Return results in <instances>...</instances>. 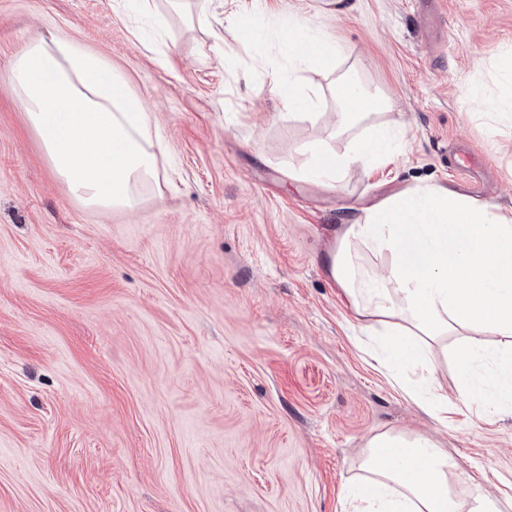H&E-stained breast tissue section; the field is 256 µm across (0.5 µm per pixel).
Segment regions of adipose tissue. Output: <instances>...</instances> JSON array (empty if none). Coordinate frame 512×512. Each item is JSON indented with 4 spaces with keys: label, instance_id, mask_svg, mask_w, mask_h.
<instances>
[{
    "label": "adipose tissue",
    "instance_id": "obj_1",
    "mask_svg": "<svg viewBox=\"0 0 512 512\" xmlns=\"http://www.w3.org/2000/svg\"><path fill=\"white\" fill-rule=\"evenodd\" d=\"M284 46L299 70L331 67L343 54L300 16L289 19ZM7 78L70 193L96 209L135 208L140 187L156 176L150 114L111 64L71 41L39 37L11 61ZM337 95V132L371 126L348 150L325 142L313 150L306 176L330 188L352 166L384 158L401 136L375 119L385 100L344 76ZM365 251L385 256L382 271L361 267ZM324 267L362 328L390 337L393 364L420 369L418 383L397 385L440 425L448 397L431 353L451 336L463 339L462 389L484 414L512 407V216L440 184L414 186L343 225ZM492 336L505 348H493ZM460 481L438 442L387 431L367 440L347 493L354 512H500L490 493H459Z\"/></svg>",
    "mask_w": 512,
    "mask_h": 512
}]
</instances>
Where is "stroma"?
Returning <instances> with one entry per match:
<instances>
[{"mask_svg":"<svg viewBox=\"0 0 512 512\" xmlns=\"http://www.w3.org/2000/svg\"><path fill=\"white\" fill-rule=\"evenodd\" d=\"M0 0V512H350L368 438L434 436L512 512V410L488 417L438 360L440 426L364 351L323 258L361 208L419 183L512 210V121L497 102L512 0ZM339 42L304 70L316 123L273 95L281 28ZM263 24L250 40L245 22ZM110 62L149 105L157 178L131 210L70 194L4 72L30 39ZM356 77L406 131L336 187L305 180Z\"/></svg>","mask_w":512,"mask_h":512,"instance_id":"obj_1","label":"stroma"}]
</instances>
